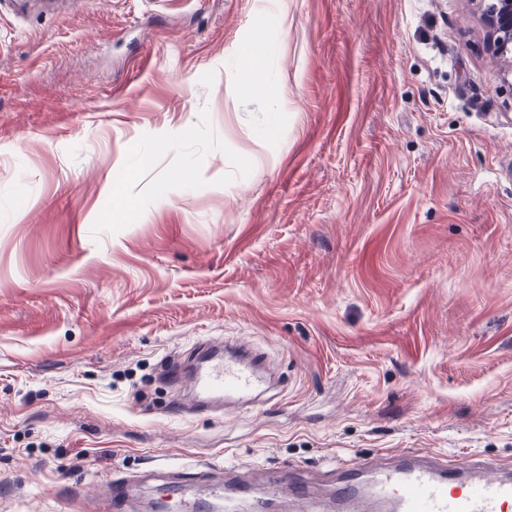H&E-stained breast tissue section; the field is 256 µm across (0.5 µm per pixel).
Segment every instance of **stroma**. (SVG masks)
Returning a JSON list of instances; mask_svg holds the SVG:
<instances>
[{"label": "stroma", "instance_id": "35a3bbf8", "mask_svg": "<svg viewBox=\"0 0 512 512\" xmlns=\"http://www.w3.org/2000/svg\"><path fill=\"white\" fill-rule=\"evenodd\" d=\"M17 8L0 512H93L115 473L140 512L210 467L324 495L386 450L512 470V57L479 0ZM258 31L263 90L239 68ZM235 340L271 399L193 412L172 364Z\"/></svg>", "mask_w": 512, "mask_h": 512}]
</instances>
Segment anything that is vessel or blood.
Segmentation results:
<instances>
[{
    "label": "vessel or blood",
    "mask_w": 512,
    "mask_h": 512,
    "mask_svg": "<svg viewBox=\"0 0 512 512\" xmlns=\"http://www.w3.org/2000/svg\"><path fill=\"white\" fill-rule=\"evenodd\" d=\"M262 359L249 345L232 352L210 347L201 365L188 377L204 411L218 412L224 402H251L262 398L269 385L261 369ZM133 475H113L107 483L106 500L111 512H123L134 485ZM247 498L250 486L225 477L223 470L194 494L167 485L173 512H200L203 503H220L229 492ZM310 502V512H512V477L479 460L456 464L434 456L398 453L362 463L359 469H341L336 487L320 504H312L310 485L282 476L269 494Z\"/></svg>",
    "instance_id": "b4317fda"
}]
</instances>
